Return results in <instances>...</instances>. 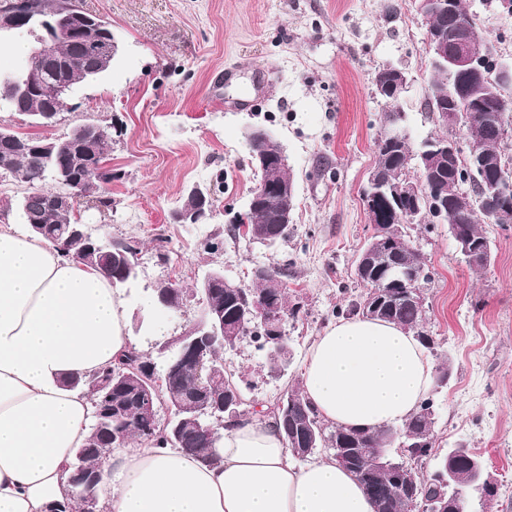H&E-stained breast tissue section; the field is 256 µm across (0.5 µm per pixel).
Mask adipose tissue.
Here are the masks:
<instances>
[{"mask_svg": "<svg viewBox=\"0 0 512 512\" xmlns=\"http://www.w3.org/2000/svg\"><path fill=\"white\" fill-rule=\"evenodd\" d=\"M126 315L100 270L0 225V512L76 502L67 466L91 404L68 380L130 349ZM435 374L410 331L351 317L311 342L302 389L326 422L375 431L402 426ZM100 470L99 512H374L353 473L329 457L296 466L273 419L258 415L225 427L216 460L134 441Z\"/></svg>", "mask_w": 512, "mask_h": 512, "instance_id": "1", "label": "adipose tissue"}]
</instances>
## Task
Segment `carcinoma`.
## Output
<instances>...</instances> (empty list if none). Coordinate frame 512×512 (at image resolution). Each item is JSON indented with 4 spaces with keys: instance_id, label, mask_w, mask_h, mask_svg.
Returning <instances> with one entry per match:
<instances>
[{
    "instance_id": "carcinoma-1",
    "label": "carcinoma",
    "mask_w": 512,
    "mask_h": 512,
    "mask_svg": "<svg viewBox=\"0 0 512 512\" xmlns=\"http://www.w3.org/2000/svg\"><path fill=\"white\" fill-rule=\"evenodd\" d=\"M59 0H0V10L17 11L29 18L24 30L41 31L44 21L52 20L55 16ZM456 9L470 24V46L474 54L486 62L487 68H492L496 63L494 59V46L491 42L490 32L487 27L477 24L469 14L466 0H456ZM82 53V41L75 39L63 46L58 53V59L54 62H45L28 54L24 56L21 71L30 68H40L45 71L47 82L52 83L57 78H65L70 86L83 82L91 75L84 68L75 65ZM467 138L470 140H482L496 134L493 127L484 123L479 116L463 123ZM108 134H103L91 143H86L70 131L57 139L72 159V164L82 169L87 166H97L106 161L105 149ZM408 136H402L400 142L388 146L382 138L376 140L375 165L380 167L384 174L393 181H399L408 177L409 169L403 165L404 155L410 151ZM437 139L430 138L422 142L414 152L415 161L419 163V181L422 182L423 191L429 193L433 190L443 195H453L464 187L472 190L479 189L484 183L485 176L482 172L470 167L465 160L459 161V165H448V159L433 152ZM13 156L12 173L20 182L27 184V193L19 200L18 210L23 223L29 230L41 237L46 242L57 245V242L66 238L70 228V222L74 221V215L64 216L44 203V195H53L70 188L65 177L54 173L50 169V163L33 149H9ZM212 198L210 191L201 188L191 189L185 197L180 210H194L198 207L201 198ZM278 202L267 199L260 202L253 210L248 211L246 219L248 230L245 235L256 242L261 238L272 234L280 235V239L288 236V228L282 224L274 223V211ZM383 213V221L379 227L384 231L380 240L384 241L381 248L374 251L371 262L365 266L355 268L357 281L366 288V291L357 300H351L347 305V313L351 316H362L393 323L403 329L413 332L427 350L434 348L433 337L424 329V306H418L408 301H384L376 310H371L375 303L373 290L381 278L385 266L394 260L410 268H422L426 262L421 253L409 245L406 239L404 224L396 219L399 206L395 203L378 204ZM490 219L488 212L478 209L472 212L466 223L448 225V233L451 237H463L479 243L486 250H491V243L477 224L478 216ZM108 239L100 238L99 249L92 251L87 256L79 259L85 266L99 269L108 276L112 285L125 283L130 280L128 268L134 265V258L138 254V248L126 255L119 262L112 261L107 254L106 244ZM270 272L279 277L277 283L272 284L260 275V266L251 270L252 289L229 281L224 283L217 281L212 285L209 294L203 295L204 306L224 309V347L232 348L244 336L250 335L259 348L265 349L270 344L272 335L268 330V322L262 317H254L247 312L253 300H258L264 311L274 312L280 316L281 322L288 318L298 317L299 310L288 306L287 293L281 278L287 276L286 269L272 268ZM144 360L142 354L131 350L123 354L118 362L106 366L88 378L76 377L71 384L87 391L90 396L92 409L99 407L100 398L104 389L112 387V393H130L135 389L134 381L130 378L123 379L121 374L131 373ZM207 366L206 375L209 376L210 390L214 393L228 390L226 384L234 386L236 393L224 395V400L230 403V408L236 411V415L244 417L250 414L248 404L242 390L235 380V374L224 369V361L220 353L208 351L204 357ZM164 402L174 407L184 402L181 387L177 383L169 386H158V394L155 402ZM138 406L129 402L122 412L112 418V433L108 434L96 428V424L90 425L89 435L84 443L87 448L99 449V455H104L112 448H122L128 445L129 440L135 438L147 441L153 445L171 446L185 452L201 456L205 459H216V449L197 437L198 425L209 422L206 415L200 413L196 416L180 413L176 409L177 417L167 425L159 422L154 426L134 431L129 428L130 420L135 417ZM271 418L274 419L279 429L288 425L295 429L296 437L313 443L311 450L305 451L293 447L289 436H284L286 444L293 456L297 459H305L318 448H327L334 452L338 448H376L380 438L388 440L387 446L398 445L402 449L406 461L405 468L414 473L420 493L418 499L428 501L436 498L445 490L441 485L440 476L446 474V456L438 457L435 470L424 473L426 460L434 455L435 440L432 434L434 409L432 399L427 397L422 402L419 410L415 412L401 427L385 428L379 431L345 429L333 425H326L320 419L315 409L305 399L302 391L294 387L284 395V398L273 404ZM345 468L356 474L366 487L374 506L375 512H399L398 502L393 501L392 507H387L384 502L392 501V493L399 488L397 483L398 473L372 464L366 460H357L345 465ZM452 485L465 488L472 495H481V492L473 489L470 480V462L466 457L456 461L453 469Z\"/></svg>"
}]
</instances>
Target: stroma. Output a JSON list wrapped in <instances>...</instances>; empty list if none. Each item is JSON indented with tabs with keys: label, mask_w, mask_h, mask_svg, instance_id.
<instances>
[{
	"label": "stroma",
	"mask_w": 512,
	"mask_h": 512,
	"mask_svg": "<svg viewBox=\"0 0 512 512\" xmlns=\"http://www.w3.org/2000/svg\"><path fill=\"white\" fill-rule=\"evenodd\" d=\"M108 21L118 54L105 74L77 84L51 125H34L0 107V128L58 138L92 121L111 135L112 205L79 204L82 221L116 239L139 241L135 278L118 286L137 350L162 363V347L197 318L196 287L210 271L249 284L257 265L287 267L288 301L300 316L286 322L289 355L271 368L251 337L225 349L246 399L262 410L302 380L311 341L336 322L335 310L363 293L358 254L372 234L363 192L375 162V141L388 104L377 93L382 68L403 70L409 86L400 103L412 146L449 135L425 108L431 79L426 26L416 0H81ZM493 32L496 57L512 61V12L501 0H466ZM269 78L259 105L212 107L219 90L240 97L258 67ZM233 69L232 82L220 72ZM261 127L288 156L296 190L288 236L269 247L247 238L203 244L225 231L257 185L244 133ZM209 188L211 218L174 219L187 192ZM492 241L489 266L468 265L444 224L406 226L407 239L431 272L422 293L425 328L435 339L445 385H431L437 454L465 446L492 474L494 496L476 498L472 512H512V224L481 221ZM167 240V261L155 255ZM174 281L184 289L178 311L156 308L153 290Z\"/></svg>",
	"instance_id": "obj_1"
}]
</instances>
